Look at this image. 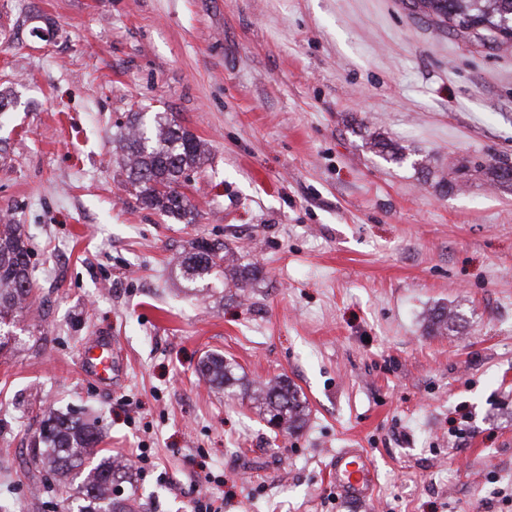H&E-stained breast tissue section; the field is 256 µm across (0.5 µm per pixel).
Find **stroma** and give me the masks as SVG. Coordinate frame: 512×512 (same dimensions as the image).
<instances>
[{
    "label": "stroma",
    "instance_id": "1",
    "mask_svg": "<svg viewBox=\"0 0 512 512\" xmlns=\"http://www.w3.org/2000/svg\"><path fill=\"white\" fill-rule=\"evenodd\" d=\"M2 87L18 104L0 209L31 239L36 300L0 352V504L64 512L29 463L50 407L131 459L120 493L142 512H512V191L482 173L512 160V49L402 0H0ZM131 112L208 143L193 223L126 192L113 138ZM374 131L406 161L369 152ZM461 163L463 189L440 193ZM201 237L262 279L187 294L177 264ZM437 304L460 331L426 334ZM92 336L123 359L116 388L80 368ZM213 352L288 378L306 427L274 437L203 380ZM341 448L363 449L370 497L331 483Z\"/></svg>",
    "mask_w": 512,
    "mask_h": 512
}]
</instances>
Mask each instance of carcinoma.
<instances>
[{
	"instance_id": "carcinoma-1",
	"label": "carcinoma",
	"mask_w": 512,
	"mask_h": 512,
	"mask_svg": "<svg viewBox=\"0 0 512 512\" xmlns=\"http://www.w3.org/2000/svg\"><path fill=\"white\" fill-rule=\"evenodd\" d=\"M411 14L454 37L464 29L481 25L497 35L495 48L512 42V0H409ZM118 163L126 171V184L135 202L176 221L187 219L193 207L184 189L193 174L207 163V144L182 126L171 112H131L116 134ZM366 145L386 161L401 162L405 155L379 133L368 135ZM489 181L499 188L512 187V165L498 161L487 167ZM33 252L23 225L6 214L0 217V351L13 340L12 328L19 315L33 303L31 278ZM191 292L208 293L211 281L239 290L262 274L260 266L243 262L238 251L220 242L201 238L179 263ZM428 333L444 335L455 328L456 311L436 306L425 315ZM201 376L230 393L240 392L251 408L285 433L304 425L308 405L304 395L285 379L254 383L239 374L238 364L220 354L201 362ZM94 429L68 414L51 413L40 421L30 439L32 464L55 476L56 488L67 502L66 512H137L134 496L115 495L116 487L131 482L132 465L110 455H97Z\"/></svg>"
}]
</instances>
